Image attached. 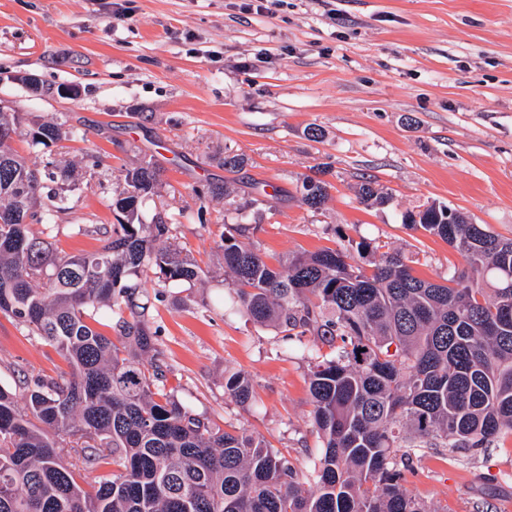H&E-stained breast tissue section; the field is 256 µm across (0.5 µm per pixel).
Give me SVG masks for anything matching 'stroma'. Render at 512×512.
<instances>
[{
    "label": "stroma",
    "instance_id": "obj_1",
    "mask_svg": "<svg viewBox=\"0 0 512 512\" xmlns=\"http://www.w3.org/2000/svg\"><path fill=\"white\" fill-rule=\"evenodd\" d=\"M70 84L77 96L60 97ZM0 108L76 133L47 147L12 141L40 171L76 170L53 233L61 252L96 250L126 170L160 163L142 219L164 215L172 242L203 270L165 289L153 270L142 275L166 389L303 472L319 453L309 371L326 347L307 335L289 348L278 329L225 309L233 287L218 244L236 212L243 242L268 258L341 245L359 264L367 241L436 283L465 261L407 229L406 212L437 202L512 238V0H0ZM227 154L246 166L225 172ZM317 171L331 188L314 211L299 186ZM367 179L390 194L387 205L361 203ZM224 181L230 197L209 194ZM68 370L0 314L1 386L19 393ZM236 371L253 379L254 406L225 394L224 375ZM405 488L436 512H512V436L474 454L417 452Z\"/></svg>",
    "mask_w": 512,
    "mask_h": 512
}]
</instances>
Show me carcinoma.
Returning a JSON list of instances; mask_svg holds the SVG:
<instances>
[{
    "label": "carcinoma",
    "instance_id": "1",
    "mask_svg": "<svg viewBox=\"0 0 512 512\" xmlns=\"http://www.w3.org/2000/svg\"><path fill=\"white\" fill-rule=\"evenodd\" d=\"M21 123V113L0 111V314L52 345L70 372L33 379L22 404L0 386V512H433L404 487L412 452L475 451L512 435V238L445 205L406 213V227L466 261L439 284L399 253L364 268L325 247L274 266L223 236L240 310L292 345L309 333L330 348L309 374L321 451L301 476L264 440L226 431L165 392L141 271L180 284L201 269L169 242L166 221L139 217L157 165L126 172L112 202L123 219L100 233L97 250L62 254L53 232L64 199L41 189L43 178L67 181L74 170L43 176L15 153ZM27 135L46 146L67 132L45 119ZM329 188L304 176L302 204L320 209ZM359 196L368 206L389 201L371 181ZM104 307L115 337L91 324ZM224 393L242 407L256 399L242 372L224 375ZM105 464L112 474L99 486L78 482Z\"/></svg>",
    "mask_w": 512,
    "mask_h": 512
}]
</instances>
